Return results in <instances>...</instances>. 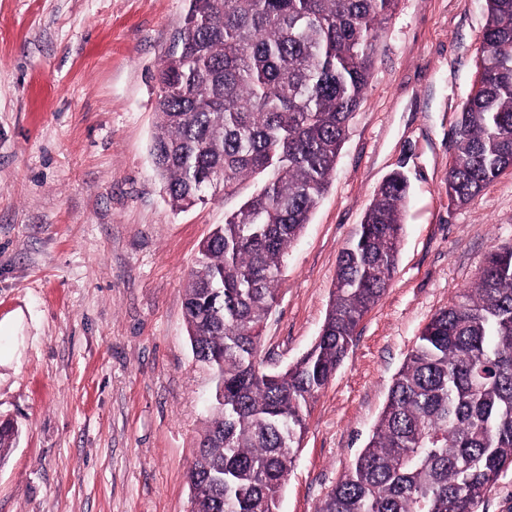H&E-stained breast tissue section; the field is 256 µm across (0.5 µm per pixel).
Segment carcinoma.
I'll return each instance as SVG.
<instances>
[{
  "label": "carcinoma",
  "mask_w": 512,
  "mask_h": 512,
  "mask_svg": "<svg viewBox=\"0 0 512 512\" xmlns=\"http://www.w3.org/2000/svg\"><path fill=\"white\" fill-rule=\"evenodd\" d=\"M398 0H189L158 69L155 169L175 208L241 198L203 242L185 288L196 359L214 373L189 469L197 512H278L306 428L356 328L396 271L407 181L391 175L340 251L319 336L285 369L259 361L288 249L329 183ZM476 85L448 195L464 206L512 168V0H483ZM254 190L241 197L248 181ZM512 469V246L435 313L365 448L319 512H477Z\"/></svg>",
  "instance_id": "obj_1"
}]
</instances>
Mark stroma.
<instances>
[{
  "instance_id": "35a3bbf8",
  "label": "stroma",
  "mask_w": 512,
  "mask_h": 512,
  "mask_svg": "<svg viewBox=\"0 0 512 512\" xmlns=\"http://www.w3.org/2000/svg\"><path fill=\"white\" fill-rule=\"evenodd\" d=\"M187 0H0V512H189L209 418L184 289L223 191L173 208L150 153L157 68ZM481 0H398L326 192L289 250L266 369L319 335L341 248L380 184L408 182L394 278L312 403L280 512H318L365 447L431 316L512 240V169L448 202Z\"/></svg>"
}]
</instances>
